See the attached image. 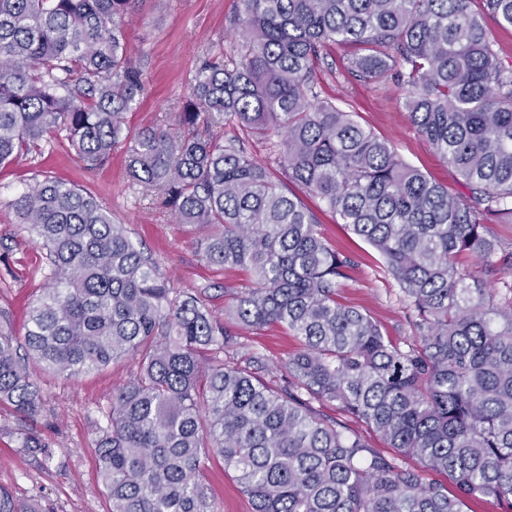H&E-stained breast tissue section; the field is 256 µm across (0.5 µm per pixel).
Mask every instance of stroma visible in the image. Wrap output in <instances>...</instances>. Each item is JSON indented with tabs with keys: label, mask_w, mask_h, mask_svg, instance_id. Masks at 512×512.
I'll return each instance as SVG.
<instances>
[{
	"label": "stroma",
	"mask_w": 512,
	"mask_h": 512,
	"mask_svg": "<svg viewBox=\"0 0 512 512\" xmlns=\"http://www.w3.org/2000/svg\"><path fill=\"white\" fill-rule=\"evenodd\" d=\"M238 15L237 0H138L125 19L127 54L146 77L147 90L139 108L124 116L126 127L171 128L185 102L188 82L202 56L228 49ZM348 50L333 46L322 65L319 82L342 109L388 142L411 165L447 185L456 195L467 194L446 163L410 124L402 108L405 91L395 83L368 84L340 70ZM42 170L79 184L94 193L126 225L137 247L150 253L171 285L181 291L208 285L247 281L239 269H221L198 255L193 228L175 223L155 198L142 196L127 176L125 145H118L102 168L82 169L66 151L57 148L35 162L24 155L0 166V197H10L32 172ZM321 231L354 265L344 282V302L376 318L392 338L408 335L396 283L385 277L381 258L366 242L347 233L329 215H321ZM44 249L31 240L15 214L0 207V313L16 339H23L29 311L45 286ZM275 366H282L299 343L287 330L271 325L244 335ZM40 388L42 406L29 428L49 446L53 460L20 450V429L12 406L0 405V488L20 504L41 506L44 512H110L99 474L93 440L105 425L112 393L137 371L133 362L108 366L73 379L30 364ZM204 474L221 512H253L233 473L217 458L209 459Z\"/></svg>",
	"instance_id": "stroma-1"
}]
</instances>
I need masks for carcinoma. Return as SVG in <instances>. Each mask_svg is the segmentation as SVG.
<instances>
[{
    "instance_id": "1",
    "label": "carcinoma",
    "mask_w": 512,
    "mask_h": 512,
    "mask_svg": "<svg viewBox=\"0 0 512 512\" xmlns=\"http://www.w3.org/2000/svg\"><path fill=\"white\" fill-rule=\"evenodd\" d=\"M137 2L0 0V166L65 146L94 171L126 142L132 183L201 231L206 263L252 280L177 291L95 195L36 172L0 202L49 269L25 354L0 324V404L40 412L29 359L68 378L135 359L94 441L112 512H219L210 457L254 512H465L485 497L512 512V238L491 224L512 218V66L471 0H239L233 46L200 60L178 136L124 125L144 92L121 25ZM482 5L512 27V0ZM336 44L352 76L404 87L410 122L470 195L321 95ZM228 122L232 136L213 131ZM254 139L270 161L246 152ZM290 183L377 251L410 339L338 300L353 262ZM270 324L302 345L280 384L243 341ZM21 450L53 461L35 435ZM0 512L41 510L0 490Z\"/></svg>"
}]
</instances>
